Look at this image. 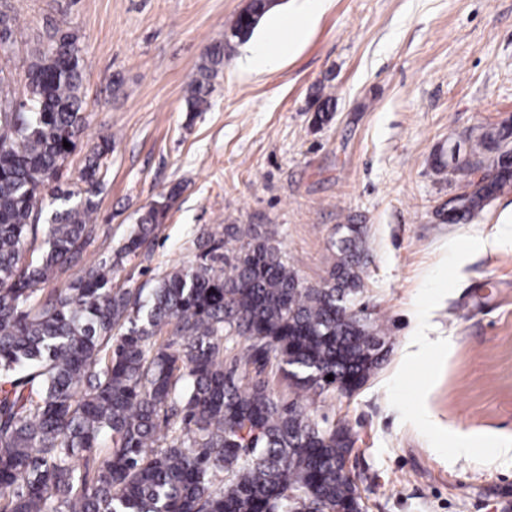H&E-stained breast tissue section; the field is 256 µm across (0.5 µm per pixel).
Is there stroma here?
Returning <instances> with one entry per match:
<instances>
[{
    "label": "stroma",
    "instance_id": "obj_1",
    "mask_svg": "<svg viewBox=\"0 0 512 512\" xmlns=\"http://www.w3.org/2000/svg\"><path fill=\"white\" fill-rule=\"evenodd\" d=\"M6 2L0 89L13 96L49 25L79 37L87 107L62 189L100 136L114 140L89 260L182 187L115 287L154 288L195 260L201 231L228 224L259 226L318 285L339 226L363 225L361 301L385 321L388 353L362 389L310 411L351 428L367 512H512V244H485L512 225V189L448 224L466 179L435 167L450 145L512 125V0H326L307 40L256 75L238 59L269 37L259 22L228 50L204 112L188 111L186 85L246 0ZM421 330L431 345L417 353Z\"/></svg>",
    "mask_w": 512,
    "mask_h": 512
}]
</instances>
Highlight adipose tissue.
I'll list each match as a JSON object with an SVG mask.
<instances>
[{
  "label": "adipose tissue",
  "instance_id": "ef3b65f1",
  "mask_svg": "<svg viewBox=\"0 0 512 512\" xmlns=\"http://www.w3.org/2000/svg\"><path fill=\"white\" fill-rule=\"evenodd\" d=\"M324 0H302L294 19L276 17L271 21L272 34L260 41L241 66L253 73H265L275 69L283 56L292 51L307 36L312 22L321 13Z\"/></svg>",
  "mask_w": 512,
  "mask_h": 512
}]
</instances>
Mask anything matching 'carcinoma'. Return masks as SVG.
Here are the masks:
<instances>
[{"label": "carcinoma", "instance_id": "carcinoma-1", "mask_svg": "<svg viewBox=\"0 0 512 512\" xmlns=\"http://www.w3.org/2000/svg\"><path fill=\"white\" fill-rule=\"evenodd\" d=\"M247 10L251 19L237 16L231 38L202 57L187 111L207 108L230 40L250 36L269 7L253 0ZM17 105L0 112V512H356L360 491L344 471L351 429L313 417L306 401L355 393L383 361V322L351 312L363 293V226L341 225L321 286L303 282L256 227L228 224L222 240L202 234L196 261L148 293L115 288V270L142 253L179 187L107 260L88 263L112 137L87 156L83 187L61 190L86 106L74 32L47 30ZM511 136L503 126L439 164L469 175L484 151L497 152L493 183L469 182L455 218L512 186ZM40 230L41 254L22 262L24 240ZM225 239L238 242L230 255L218 253ZM77 266L66 287L40 288ZM272 368L290 401L269 388Z\"/></svg>", "mask_w": 512, "mask_h": 512}]
</instances>
